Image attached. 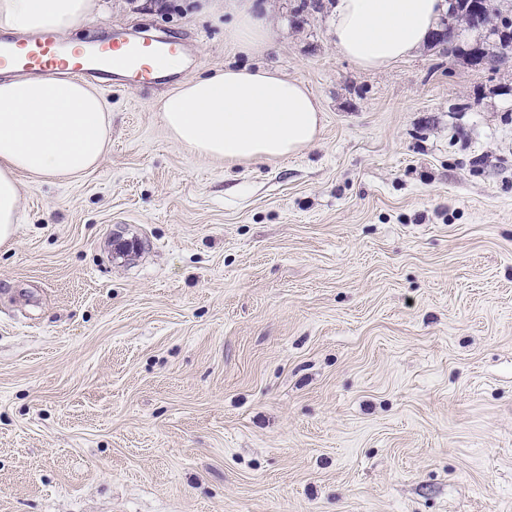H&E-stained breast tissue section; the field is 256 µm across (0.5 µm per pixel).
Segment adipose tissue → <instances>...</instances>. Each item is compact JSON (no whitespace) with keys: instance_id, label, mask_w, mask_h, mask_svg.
I'll use <instances>...</instances> for the list:
<instances>
[{"instance_id":"1","label":"adipose tissue","mask_w":512,"mask_h":512,"mask_svg":"<svg viewBox=\"0 0 512 512\" xmlns=\"http://www.w3.org/2000/svg\"><path fill=\"white\" fill-rule=\"evenodd\" d=\"M97 0H0V30L67 35ZM224 18V35L247 53L263 49L269 23L253 0H199ZM444 0H335L331 34L357 68H385L427 43ZM172 141L228 163L293 156L313 144L321 108L302 82L277 70L227 67L182 83L160 102ZM111 116L87 82L14 77L0 81V245L22 221L20 179L79 178L109 150Z\"/></svg>"}]
</instances>
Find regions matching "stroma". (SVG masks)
<instances>
[{"label": "stroma", "mask_w": 512, "mask_h": 512, "mask_svg": "<svg viewBox=\"0 0 512 512\" xmlns=\"http://www.w3.org/2000/svg\"><path fill=\"white\" fill-rule=\"evenodd\" d=\"M250 57L189 0H101L69 41L179 40L101 88L111 145L22 177L0 247V512H512V56L378 71L328 7ZM307 85L317 140L228 164L159 100L224 67ZM128 245L125 254L115 247Z\"/></svg>", "instance_id": "obj_1"}]
</instances>
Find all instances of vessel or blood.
I'll return each mask as SVG.
<instances>
[{
  "mask_svg": "<svg viewBox=\"0 0 512 512\" xmlns=\"http://www.w3.org/2000/svg\"><path fill=\"white\" fill-rule=\"evenodd\" d=\"M179 42L158 38L150 42L132 37L114 38L112 43L100 47L101 63H92L87 56L72 55L63 51L51 38L36 36L29 38L24 54L0 43V65L7 63L13 72L21 75H36L47 80L67 75L78 79H108L122 72L136 81L151 80L154 71L150 59L178 53Z\"/></svg>",
  "mask_w": 512,
  "mask_h": 512,
  "instance_id": "vessel-or-blood-1",
  "label": "vessel or blood"
}]
</instances>
